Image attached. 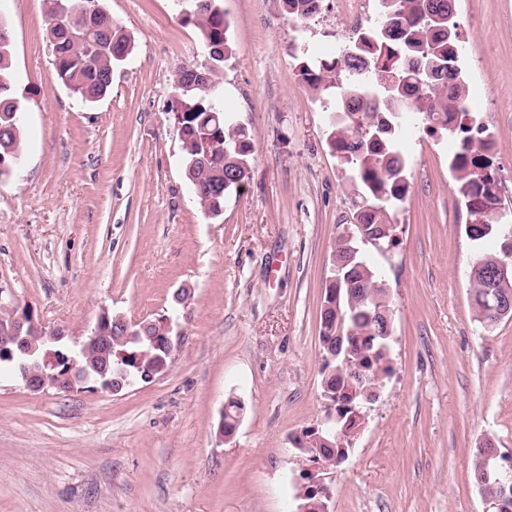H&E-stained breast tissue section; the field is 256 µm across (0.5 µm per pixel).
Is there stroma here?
I'll use <instances>...</instances> for the list:
<instances>
[{
  "label": "stroma",
  "mask_w": 512,
  "mask_h": 512,
  "mask_svg": "<svg viewBox=\"0 0 512 512\" xmlns=\"http://www.w3.org/2000/svg\"><path fill=\"white\" fill-rule=\"evenodd\" d=\"M131 38L112 90L85 103L58 79L47 0H0L23 107L20 175L0 178V287L65 343L103 312L131 322L193 297L172 360L120 393L86 381L28 390L0 371V512H293L312 470L292 440L319 426L320 315L352 191L329 145L326 93L299 70L377 20L322 0L296 23L282 0H224L221 80L253 160L243 192L208 218L185 176L177 74L206 61L177 0H99ZM470 114L493 142L512 221V0H457ZM446 138L418 125L404 149L408 193L393 243L364 246L392 310L390 373L347 459L320 476L330 512H486L478 448L512 455V318L483 328L473 266L491 247L468 214ZM243 407L234 437L218 427Z\"/></svg>",
  "instance_id": "obj_1"
}]
</instances>
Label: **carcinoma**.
<instances>
[{"label": "carcinoma", "instance_id": "obj_1", "mask_svg": "<svg viewBox=\"0 0 512 512\" xmlns=\"http://www.w3.org/2000/svg\"><path fill=\"white\" fill-rule=\"evenodd\" d=\"M47 32L52 45L56 74L75 95L89 102L105 97L112 87V69L119 59L117 50L131 52L130 37L112 23L104 11L88 18L80 9L82 0H51ZM287 12L300 24L306 22L305 4L309 0H283ZM379 26L360 33L349 41L341 54L322 52L305 62L300 75L306 84L329 94L336 115L330 126L335 138L330 147L346 166L355 197L352 199L354 226L362 232H382L392 224L394 209L406 194L407 156L404 151L402 116L416 112L429 129L441 131L452 141L450 169L461 184L471 225L467 236L476 242H489L499 253H512V225L499 227L502 198L491 176L492 142L476 138L463 123L468 114L464 80L459 67V32L448 30V8L453 0H378ZM215 10L193 21L203 44H227L228 22L222 0H213ZM10 42L0 37V177L11 175L14 159L23 151L22 109L12 85ZM224 58H211L213 82L204 85L189 70L177 76V86L187 101L181 125L185 176L191 183L202 210L218 217L224 200L239 193L250 168L252 137L233 122L224 108V86L220 68ZM341 269L339 307L321 309L320 341L330 343L325 356L336 354V332L344 336L343 348L360 363L367 375L379 368L368 354L387 341L390 304L380 288L378 270L358 250L357 241L342 237L337 244ZM473 301L479 321L491 328L501 317L485 302L486 288L512 295V276L494 284L482 278L472 281ZM30 317L19 305L0 307V336L8 335L14 317ZM97 339L68 347L61 338L47 333L39 323L24 325L21 336L33 354L13 362L0 359L20 373V364L30 366V383L43 382L35 362L47 352L54 354L58 366L46 372L57 373L69 360L80 367L82 378H93L102 387L112 384L119 372L133 379L153 368L172 351L164 338L161 320L138 323L100 317Z\"/></svg>", "mask_w": 512, "mask_h": 512}]
</instances>
